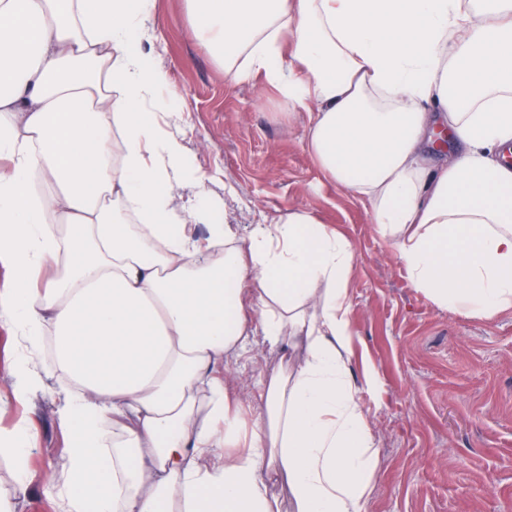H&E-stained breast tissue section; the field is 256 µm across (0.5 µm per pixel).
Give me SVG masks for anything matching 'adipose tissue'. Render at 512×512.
I'll return each mask as SVG.
<instances>
[{
  "instance_id": "obj_1",
  "label": "adipose tissue",
  "mask_w": 512,
  "mask_h": 512,
  "mask_svg": "<svg viewBox=\"0 0 512 512\" xmlns=\"http://www.w3.org/2000/svg\"><path fill=\"white\" fill-rule=\"evenodd\" d=\"M153 0H0V320L27 343L15 400L42 387L52 348L75 388L68 512H365L377 462L351 381L347 241L313 214L259 224L247 244L214 222L186 163L171 85L128 51L156 43ZM200 38L307 114L308 150L369 206L412 285L472 316L512 308V0H189ZM244 66H234L235 57ZM461 147L435 159L433 131ZM206 225L197 241L188 224ZM303 343L246 424L224 361L255 334ZM27 427L0 512L46 474Z\"/></svg>"
}]
</instances>
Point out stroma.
Here are the masks:
<instances>
[{
    "label": "stroma",
    "mask_w": 512,
    "mask_h": 512,
    "mask_svg": "<svg viewBox=\"0 0 512 512\" xmlns=\"http://www.w3.org/2000/svg\"><path fill=\"white\" fill-rule=\"evenodd\" d=\"M152 22L188 124V162L207 174L205 193L221 198L219 218L244 240L253 225L302 208L351 246V368L377 451L366 512H512V308L471 316L414 288L367 205L316 165L305 116L289 114L262 76L227 74L196 38L187 0H156ZM24 345L0 323V434L28 426L31 466L53 480V490L30 489L22 512H67L60 374L15 401L11 369ZM304 354L300 344L255 339L225 361L224 384L257 419L266 377Z\"/></svg>",
    "instance_id": "stroma-1"
}]
</instances>
